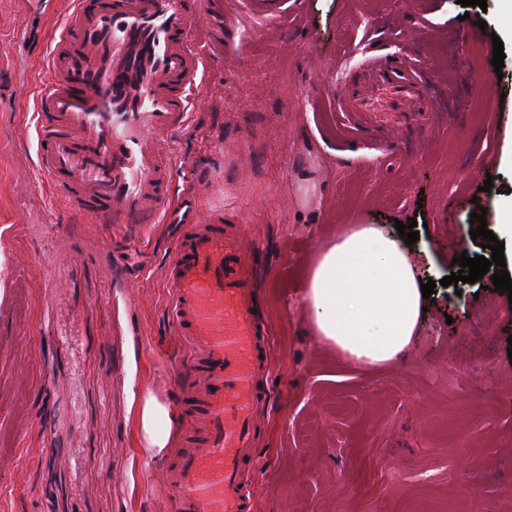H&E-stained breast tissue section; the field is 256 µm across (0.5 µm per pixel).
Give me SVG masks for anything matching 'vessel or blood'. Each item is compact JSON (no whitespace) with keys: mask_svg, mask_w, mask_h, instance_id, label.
<instances>
[{"mask_svg":"<svg viewBox=\"0 0 512 512\" xmlns=\"http://www.w3.org/2000/svg\"><path fill=\"white\" fill-rule=\"evenodd\" d=\"M288 0H243L274 18ZM208 0H73L39 92L40 158L51 185L91 224H154L176 214L169 131L183 122L203 63L192 36ZM394 107L413 111L424 74L380 68ZM251 249L222 218L190 221L167 279L169 312L203 390L186 406L205 430L164 466L170 512H250V472L270 365L255 311Z\"/></svg>","mask_w":512,"mask_h":512,"instance_id":"vessel-or-blood-1","label":"vessel or blood"}]
</instances>
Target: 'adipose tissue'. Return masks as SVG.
<instances>
[{
    "instance_id": "adipose-tissue-1",
    "label": "adipose tissue",
    "mask_w": 512,
    "mask_h": 512,
    "mask_svg": "<svg viewBox=\"0 0 512 512\" xmlns=\"http://www.w3.org/2000/svg\"><path fill=\"white\" fill-rule=\"evenodd\" d=\"M316 332L349 357L370 364L404 357L424 306L418 277L396 240L371 225L325 249L307 282ZM149 450L169 444L171 413L155 398L140 412Z\"/></svg>"
}]
</instances>
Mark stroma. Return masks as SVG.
<instances>
[{"label": "stroma", "instance_id": "stroma-1", "mask_svg": "<svg viewBox=\"0 0 512 512\" xmlns=\"http://www.w3.org/2000/svg\"><path fill=\"white\" fill-rule=\"evenodd\" d=\"M69 2L0 0V512H168L164 461L193 423L150 455L139 411L149 395L180 408L166 288L180 227L89 224L47 184L35 92ZM210 2L239 26L196 34L173 194L210 175L202 218L227 214L258 250L271 378L251 512H512V298L487 275L439 284L453 257L490 254L471 214L485 207L493 231L512 202V5L290 0L266 19ZM373 56L426 73L416 125L357 109ZM410 218L407 253L437 286L408 355L359 365L316 335L305 285L352 225L394 237Z\"/></svg>", "mask_w": 512, "mask_h": 512}]
</instances>
